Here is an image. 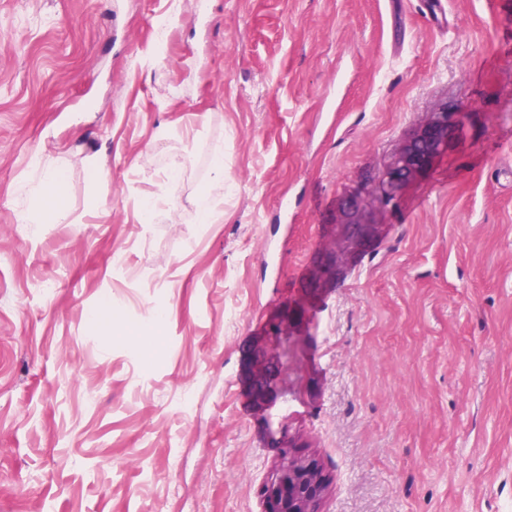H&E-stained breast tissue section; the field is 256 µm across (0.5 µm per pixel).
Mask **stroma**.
Listing matches in <instances>:
<instances>
[{
  "instance_id": "obj_1",
  "label": "stroma",
  "mask_w": 512,
  "mask_h": 512,
  "mask_svg": "<svg viewBox=\"0 0 512 512\" xmlns=\"http://www.w3.org/2000/svg\"><path fill=\"white\" fill-rule=\"evenodd\" d=\"M419 2L0 0V512H261L240 365L353 196L386 232L288 360L321 393L272 423L321 460V512L512 502V0H443L444 26ZM457 109L378 208L394 152ZM218 145L224 216L197 224ZM46 168L66 223L26 221ZM463 112H436L408 137L391 158L379 186L380 204L396 203L404 189L416 181L434 159L448 148L463 127Z\"/></svg>"
}]
</instances>
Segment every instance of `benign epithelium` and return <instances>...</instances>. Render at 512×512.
<instances>
[{"instance_id":"1","label":"benign epithelium","mask_w":512,"mask_h":512,"mask_svg":"<svg viewBox=\"0 0 512 512\" xmlns=\"http://www.w3.org/2000/svg\"><path fill=\"white\" fill-rule=\"evenodd\" d=\"M463 127L462 112H436L408 137L391 158L379 186L380 203H396L404 189L416 181L434 159L448 148ZM385 225L369 222L359 198L344 207L341 224L323 225L320 244L296 297L271 314L262 336L250 346L242 362L241 379L248 389L250 408L271 425L268 411L288 393L283 368L288 358V339H311L310 311L322 300L336 277L352 266L366 248L376 243ZM277 460L271 477L259 488L263 512H320L328 480L320 461L301 452L304 438L284 426L270 431Z\"/></svg>"}]
</instances>
